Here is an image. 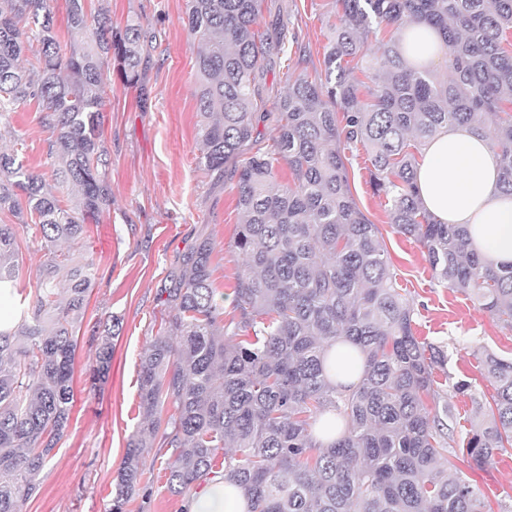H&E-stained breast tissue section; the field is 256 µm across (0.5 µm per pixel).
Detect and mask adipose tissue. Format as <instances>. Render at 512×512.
<instances>
[{
  "label": "adipose tissue",
  "mask_w": 512,
  "mask_h": 512,
  "mask_svg": "<svg viewBox=\"0 0 512 512\" xmlns=\"http://www.w3.org/2000/svg\"><path fill=\"white\" fill-rule=\"evenodd\" d=\"M401 50L411 63L426 66L440 40L427 24H415L405 29ZM416 185L436 221L466 225L473 248L495 262H512V196L499 188V161L486 140L466 127L442 130L424 148ZM185 512H246V500L235 484L217 479Z\"/></svg>",
  "instance_id": "ef3b65f1"
}]
</instances>
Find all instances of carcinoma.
<instances>
[{"mask_svg":"<svg viewBox=\"0 0 512 512\" xmlns=\"http://www.w3.org/2000/svg\"><path fill=\"white\" fill-rule=\"evenodd\" d=\"M338 2L323 71L311 75L297 59L288 93L269 106L264 65L288 55L289 22L260 30L263 0H187L186 25L200 45L197 165L236 182L238 318L224 321L216 244L202 232L158 291L165 318L140 357L144 418L109 512H125L151 453L170 448L173 495L221 477L241 489L246 512H485L479 487L449 473L450 457L481 466L512 449V358L484 353L482 375L496 393L473 398L462 448L449 449L454 413L435 390L445 352L415 336L414 305L390 270L381 227L357 205L345 151L366 148L369 184L387 199L392 228L423 246L437 281L512 327V263L471 249L464 225L435 221L415 182L426 142L466 126L489 141L499 187L512 195V0ZM67 22L82 39L63 46L51 0H0V124L37 105L53 159L49 184L0 150V212L17 220L0 224V284L12 288L19 276L16 226L44 250L34 295L0 331V512H26L74 404L75 333L94 261L58 246L81 241L110 212L103 126L112 73L141 85L160 47L137 13L114 29L89 18L85 0H67ZM420 22L438 33L450 77L402 54L403 29ZM379 35L373 56L367 42ZM284 165L288 181L279 182ZM54 184L77 189L71 206H61ZM111 338L105 323L99 381L111 369ZM338 345L348 370L361 363L348 385L334 381Z\"/></svg>","mask_w":512,"mask_h":512,"instance_id":"obj_1","label":"carcinoma"}]
</instances>
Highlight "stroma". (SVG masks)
<instances>
[{
  "label": "stroma",
  "mask_w": 512,
  "mask_h": 512,
  "mask_svg": "<svg viewBox=\"0 0 512 512\" xmlns=\"http://www.w3.org/2000/svg\"><path fill=\"white\" fill-rule=\"evenodd\" d=\"M290 19L297 43L290 60L306 56L308 69L323 66L328 23L336 0H266ZM187 0H89L92 13L124 24L139 13L158 35L161 55L150 70L144 90L113 80L105 105L104 137L111 153L112 207L102 223L86 227L75 253L95 261L85 319L77 332L74 364L75 402L67 431L41 471L39 489L27 512H108L114 478L127 444L142 421L139 399L140 356L157 336L163 309L157 293L179 256L198 232L216 241L212 278L224 296V314L234 313L236 275L243 257L234 245L240 219L235 182H218L197 165L201 117L192 69L197 46L186 22ZM47 131L34 108L13 113L0 130V149L23 141L26 165L50 174ZM351 189L359 208L383 229L390 268L416 309L415 333L444 349L448 379L439 387L456 416V438L470 428L473 397H490L493 385L480 374L484 351L512 356V328L503 327L464 294L438 284L422 245L398 234L390 225L385 198L369 184L365 148L349 151ZM120 319L112 339V366L107 381L93 385L97 339L94 325L109 316ZM471 382L474 396L459 394L458 381ZM170 453L147 470L146 496L134 497L127 512H182L183 498L167 489ZM484 493L491 512H512V451L481 468H464Z\"/></svg>",
  "instance_id": "35a3bbf8"
}]
</instances>
